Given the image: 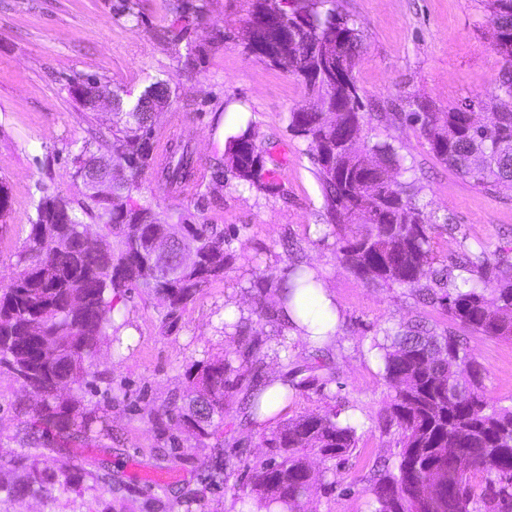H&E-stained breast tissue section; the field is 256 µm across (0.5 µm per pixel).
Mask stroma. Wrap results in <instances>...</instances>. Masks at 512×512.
I'll return each instance as SVG.
<instances>
[{
    "mask_svg": "<svg viewBox=\"0 0 512 512\" xmlns=\"http://www.w3.org/2000/svg\"><path fill=\"white\" fill-rule=\"evenodd\" d=\"M120 0H0V186L9 207L0 217V284L14 269L15 254L36 215L41 186L76 197L73 157L94 133L108 132L109 107L89 111L70 91L91 78L135 99L163 80L171 104L156 118L166 136L172 117L193 146L205 172L224 162L229 136L253 126L258 145L269 149L266 167L280 189L259 193L206 180L199 195L170 198L145 185L141 200L163 215L195 224H220L232 262L181 313L172 327L160 323L158 299L132 295L119 320L131 349L102 346L96 377L85 389L87 409L107 429L88 445L43 447L40 468L54 481L60 460H70L82 495L58 499L0 494V512H252L253 500L234 491L247 483L254 461L265 456L264 433L300 415L339 410L357 430V446L344 462H322L316 473L332 485L316 490L305 512H373L362 478L380 456L397 452L395 431L382 418L391 388L372 343L411 317L427 314L446 328L448 319L424 311L409 289L375 287L336 257V235L326 227L321 186L306 143L288 130V114L305 88L288 72L247 53L238 33L249 0H192L201 15L180 14L182 0H134L132 15H119ZM361 35L354 74L367 111L388 112L412 97L434 101L439 111L467 99H489L502 59L493 47L486 0H336ZM389 134L413 166L426 215L451 217L435 234L440 257L461 246H485L490 258L512 252V190L487 192L438 162L407 123ZM299 263L318 276L338 313L328 363L336 380L309 383L313 347L302 337L281 340L276 324L261 322L253 334L262 364L251 368L234 355L228 316L250 314L261 296L256 277L274 279ZM467 346L484 374L491 398L512 405V341L479 334ZM224 355L233 370L224 401V437L200 448L176 420L154 424L150 415L182 393L192 362ZM281 380L294 388L276 420H246L256 386ZM32 396L0 372V483L16 476L12 461L24 446ZM112 470V490H90L88 470ZM221 465L224 484L209 485L211 466Z\"/></svg>",
    "mask_w": 512,
    "mask_h": 512,
    "instance_id": "1",
    "label": "stroma"
}]
</instances>
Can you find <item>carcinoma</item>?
I'll return each mask as SVG.
<instances>
[{
  "mask_svg": "<svg viewBox=\"0 0 512 512\" xmlns=\"http://www.w3.org/2000/svg\"><path fill=\"white\" fill-rule=\"evenodd\" d=\"M335 0H253L261 11L288 17L287 72L301 81L306 100L289 112L288 128L307 142L323 193L325 223L336 230L339 262L367 283L410 289L424 304L440 308L458 329L441 331L422 318L385 332L374 341L383 377L393 389L387 423L398 431L393 463H376L364 479L374 512H512V407L486 392L483 376L467 350L466 334L512 338V262H490L483 247L465 248L440 269L433 230L416 202V180L403 175L400 147L378 132L406 122L419 130L437 161L485 191L512 189V0H487L494 47L504 60L492 98L448 107L426 97L407 101L400 112H367L354 76L362 38ZM83 106L112 95L119 110L110 134L84 141L73 158L79 196L40 188L36 218L16 253L14 272L0 285V369L36 399L27 435L34 441L53 432L87 443L97 417L81 410L83 387L103 344L121 343L114 310L130 292L150 298L168 295L163 323L171 325L210 282L224 274L229 254L221 224H171L152 203H140L148 179L169 193H198L202 184L186 144L159 155L155 109L166 106L164 81L149 86L128 107L95 81L75 87ZM265 150L251 127L227 140L224 172L236 185L273 194ZM112 179V196L101 197L96 177ZM97 221L96 236L84 217ZM168 241L172 263H152L149 240ZM193 246L199 261L177 258ZM471 274L458 279L453 270ZM493 288H488V285ZM255 288L273 290L280 312L296 293L309 297L318 277L295 265L278 279L259 277ZM224 357L193 363L185 374L183 403L174 399L154 417H175L193 429L197 441L224 434ZM270 457L257 462L250 483L238 495L256 498L257 509L276 503L284 512H303L314 488L306 458L321 452L343 459L356 448V429L336 410L290 418L263 437ZM15 464L26 477L0 490L13 496L42 485L38 455ZM71 465L58 467V491H76ZM482 475L485 485L473 481ZM90 488L112 491V470L88 472Z\"/></svg>",
  "mask_w": 512,
  "mask_h": 512,
  "instance_id": "cac0c4a2",
  "label": "carcinoma"
}]
</instances>
